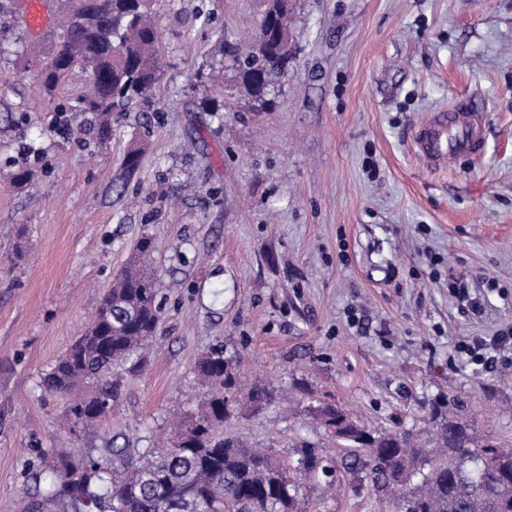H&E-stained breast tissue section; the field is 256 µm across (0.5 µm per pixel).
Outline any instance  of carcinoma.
Returning a JSON list of instances; mask_svg holds the SVG:
<instances>
[{
	"label": "carcinoma",
	"instance_id": "carcinoma-1",
	"mask_svg": "<svg viewBox=\"0 0 512 512\" xmlns=\"http://www.w3.org/2000/svg\"><path fill=\"white\" fill-rule=\"evenodd\" d=\"M152 14L146 5L130 16L124 0H60L58 32L36 77L52 90L66 80L73 58H93L78 108L95 116L102 140L112 135L113 109L148 101L159 80V32ZM265 14L274 21L258 32L259 43L242 51L223 38L218 47L225 59L221 71L232 72L234 89L263 109L294 59L288 0H266ZM151 251L150 239L137 244L88 328L43 377L54 396H67L80 385L90 388L89 396L66 407L67 418L82 429L112 416L122 396L112 372L118 367L137 372L156 335L161 288L159 276L148 269ZM195 372L214 417L199 412L190 420L193 427H184L191 432L190 446L180 457H169L163 440L136 464L122 459L124 448L113 452L110 465L92 456H58L48 465L49 489L32 512H54L66 502L75 512H92L104 502L110 512H301V487L281 462L224 433V421L238 404L233 358L213 349L197 361ZM274 399L264 384L247 392L251 407ZM314 414L348 448L344 469L393 498L395 512H512V474L500 464L512 448L478 443L468 419L444 397L429 407L423 429L376 431L331 404L319 405ZM77 467L84 471L82 485L74 488L64 482L63 471ZM295 470L305 479L330 477L335 460L305 442Z\"/></svg>",
	"mask_w": 512,
	"mask_h": 512
}]
</instances>
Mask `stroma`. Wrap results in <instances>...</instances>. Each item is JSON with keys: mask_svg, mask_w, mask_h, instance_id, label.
<instances>
[{"mask_svg": "<svg viewBox=\"0 0 512 512\" xmlns=\"http://www.w3.org/2000/svg\"><path fill=\"white\" fill-rule=\"evenodd\" d=\"M295 60L270 110L214 98L218 33L247 44L262 0H158L164 73L152 105L99 139L0 37V512H28L60 453L143 454L202 401L194 367L215 347L291 406L235 412L228 434L282 462L309 440L342 457L312 415L343 407L376 429L420 426L438 394L471 406L479 436L512 448V349L492 367L461 344L512 328V0H292ZM468 99L484 153L432 169L415 128ZM142 146L127 172L129 148ZM31 179L11 184L10 171ZM151 238L164 314L112 415L86 432L40 381L88 326L137 242ZM461 281L462 292L448 289ZM321 512H381L368 482H310Z\"/></svg>", "mask_w": 512, "mask_h": 512, "instance_id": "stroma-1", "label": "stroma"}]
</instances>
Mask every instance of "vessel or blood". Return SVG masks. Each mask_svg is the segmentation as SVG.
I'll use <instances>...</instances> for the list:
<instances>
[{
    "label": "vessel or blood",
    "instance_id": "obj_1",
    "mask_svg": "<svg viewBox=\"0 0 512 512\" xmlns=\"http://www.w3.org/2000/svg\"><path fill=\"white\" fill-rule=\"evenodd\" d=\"M484 142L482 113L462 100L453 108L431 115L413 135L417 154L432 168L451 159L476 155L482 151Z\"/></svg>",
    "mask_w": 512,
    "mask_h": 512
}]
</instances>
